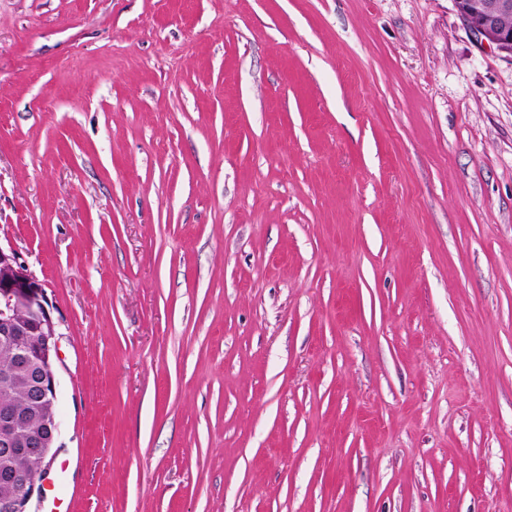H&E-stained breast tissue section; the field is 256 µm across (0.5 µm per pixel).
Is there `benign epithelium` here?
Masks as SVG:
<instances>
[{
	"label": "benign epithelium",
	"mask_w": 512,
	"mask_h": 512,
	"mask_svg": "<svg viewBox=\"0 0 512 512\" xmlns=\"http://www.w3.org/2000/svg\"><path fill=\"white\" fill-rule=\"evenodd\" d=\"M458 13L480 41L512 56V0H455ZM0 347L12 357V365L0 371V380L10 385L14 375L29 377V403L40 411L34 433H20L26 415L5 410L0 413V453L5 456L37 458L41 470L48 469L59 435L55 413L59 386L58 321L52 314L43 284L20 260L15 249L0 245ZM42 494L37 478L15 493L0 498V512H31L34 495Z\"/></svg>",
	"instance_id": "benign-epithelium-1"
}]
</instances>
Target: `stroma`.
<instances>
[{
    "mask_svg": "<svg viewBox=\"0 0 512 512\" xmlns=\"http://www.w3.org/2000/svg\"><path fill=\"white\" fill-rule=\"evenodd\" d=\"M0 243L62 318L38 512H512V59L454 0H0Z\"/></svg>",
    "mask_w": 512,
    "mask_h": 512,
    "instance_id": "35a3bbf8",
    "label": "stroma"
}]
</instances>
